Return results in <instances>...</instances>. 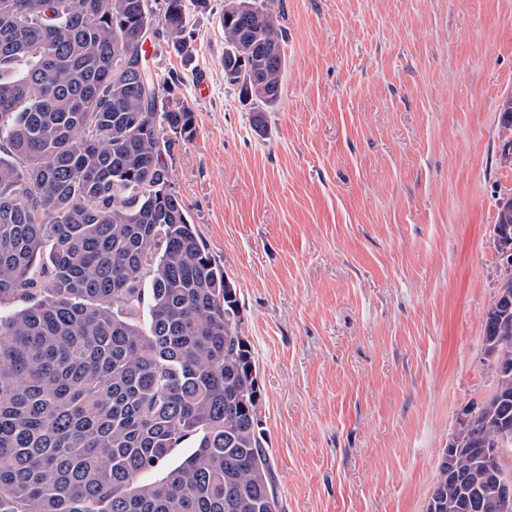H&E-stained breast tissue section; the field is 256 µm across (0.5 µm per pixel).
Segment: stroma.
Returning <instances> with one entry per match:
<instances>
[{"label":"stroma","instance_id":"35a3bbf8","mask_svg":"<svg viewBox=\"0 0 512 512\" xmlns=\"http://www.w3.org/2000/svg\"><path fill=\"white\" fill-rule=\"evenodd\" d=\"M281 3L260 130L224 80V0L191 13L174 188L237 288L284 512H425L493 387L512 0Z\"/></svg>","mask_w":512,"mask_h":512}]
</instances>
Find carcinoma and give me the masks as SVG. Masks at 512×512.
Here are the masks:
<instances>
[{
    "mask_svg": "<svg viewBox=\"0 0 512 512\" xmlns=\"http://www.w3.org/2000/svg\"><path fill=\"white\" fill-rule=\"evenodd\" d=\"M118 2L0 0V512H282L239 300L166 162L195 133L185 76L145 59L152 28L191 61L207 0ZM279 6L219 16L257 127L280 98ZM493 233L512 244L511 194ZM484 342L494 387L443 452L459 464L438 466L434 512H483L512 479V260Z\"/></svg>",
    "mask_w": 512,
    "mask_h": 512,
    "instance_id": "1",
    "label": "carcinoma"
}]
</instances>
